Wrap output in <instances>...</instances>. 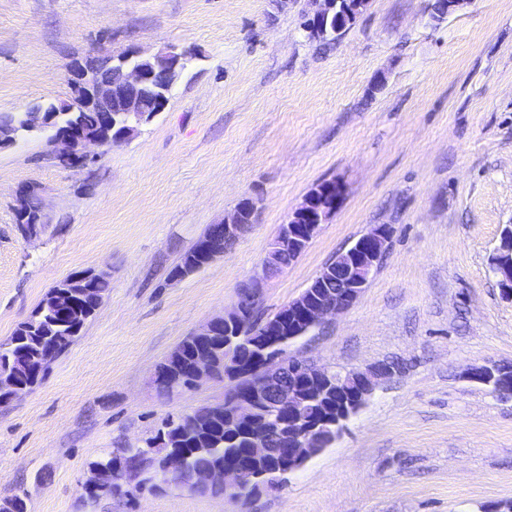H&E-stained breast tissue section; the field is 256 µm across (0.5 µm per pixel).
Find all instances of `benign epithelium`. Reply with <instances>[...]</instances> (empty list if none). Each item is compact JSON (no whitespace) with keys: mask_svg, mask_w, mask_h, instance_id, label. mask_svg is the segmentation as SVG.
<instances>
[{"mask_svg":"<svg viewBox=\"0 0 512 512\" xmlns=\"http://www.w3.org/2000/svg\"><path fill=\"white\" fill-rule=\"evenodd\" d=\"M316 5L313 17L316 22L327 20L336 14L346 16L355 9L357 0H312ZM186 59L184 51L168 45L154 54L139 52L121 53L94 57L76 64L70 71L68 84L71 89L69 101L59 104L64 112H81L93 106L99 112L112 111L113 87L124 92L123 105L114 119L126 126L119 142H127L148 123L149 108L144 104L139 90L148 86L151 75L143 67L150 63L166 67L175 74ZM26 129L45 137L51 154L59 162L76 158L91 159L90 149L102 147L104 142L89 136L79 128L69 126L56 135L51 129V113L33 107L24 112ZM342 186L314 187L293 212L287 223L280 226L278 244L290 252L302 255L320 227L338 204ZM238 209L224 217L220 227L224 229V247L205 246L198 258L199 268L208 266L217 257L224 255V248L237 241L249 228L236 221ZM391 237L386 224L374 226L360 236L349 248L336 254L326 264L309 286L294 300L286 304L275 319H256L261 286L269 279L268 269L261 266L251 281L242 286L233 307L224 311L196 330L192 337L197 341L189 360V374L193 384L221 378L237 383L240 377L239 359L235 358L238 339L248 341V347L258 353L257 363L250 367L249 374L256 379L246 396L230 390L224 397V409L232 420L250 422L248 448L253 459L273 457L275 465L268 472L269 478L290 474L314 454L329 445L343 427L348 417L327 418L316 421L305 414L310 398L303 384L312 381L323 389H330L344 380L356 387L354 396L357 413L372 395L376 380L390 377L395 370L381 363L366 371H338L310 368L302 361L289 356V343L307 335L327 319L343 313L359 298L369 284L371 276L385 256ZM490 269L500 295L512 301V225H507L500 244L490 258ZM336 279L334 291L321 288V283ZM224 332V369H219L218 354L208 347V340L217 327ZM469 380L488 387L499 396H512V368L488 363L466 371ZM152 446L162 449L153 455L150 464L151 480L157 484H176L198 492L218 491L228 496L241 493L246 488L263 491L268 483L258 482L246 469L237 465H225L201 471L194 478L184 477L185 460L181 452L171 447L166 431L152 441ZM141 485V473L132 472L122 454H115L108 468L94 466L91 476L82 485L85 495L108 497L125 492L129 486Z\"/></svg>","mask_w":512,"mask_h":512,"instance_id":"benign-epithelium-1","label":"benign epithelium"}]
</instances>
